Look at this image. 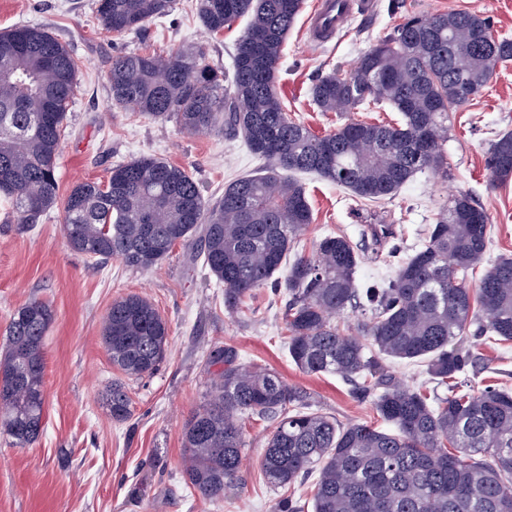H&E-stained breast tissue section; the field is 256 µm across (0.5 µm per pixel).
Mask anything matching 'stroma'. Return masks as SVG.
I'll list each match as a JSON object with an SVG mask.
<instances>
[{
    "instance_id": "35a3bbf8",
    "label": "stroma",
    "mask_w": 512,
    "mask_h": 512,
    "mask_svg": "<svg viewBox=\"0 0 512 512\" xmlns=\"http://www.w3.org/2000/svg\"><path fill=\"white\" fill-rule=\"evenodd\" d=\"M96 0H0V31L40 26L79 62L76 88L60 144L57 178L64 196L81 181H106L116 164L154 156L185 169L210 202L234 179L258 172L263 160L242 138L223 129L193 135L175 119L124 112L111 104L104 74L112 57L136 52L168 56L204 46L209 61L230 67L245 20L213 34L198 13V0H174L171 11L137 33L102 29ZM389 0L349 21L322 48L306 42L294 24L280 61L278 94L292 120L325 135L348 120L393 122L390 111L323 112L312 102L314 81L332 71L350 72L360 54L400 23ZM406 12L427 15L466 10L491 17L498 33L512 37V0H404ZM512 131V61L498 65L487 88L450 115L443 152L450 177L417 174L394 197L370 202L314 174L302 173L312 222L294 246L310 253L324 235L350 238L365 254L412 253L441 207L460 192L472 195L490 218L484 258L512 255V181L492 185L485 156L495 135ZM64 205L56 203L36 224H19L0 199V345L11 314L31 300L54 314L44 345L43 428L36 441L19 445L0 432V512H273L280 491L266 484L259 465L273 422L242 420L246 460L240 480L222 497L189 496L182 478L183 429L202 410L219 370L215 351L234 347L246 366L276 371L302 391L312 408L342 423H373L371 405L357 401L353 383L329 374H308L288 357L284 292L265 286L252 292L246 318L228 314L224 292L209 282L203 259L191 245H176L155 267L141 270L117 259L100 264L70 249L63 231ZM388 228L374 239L375 229ZM149 299L169 326V348L159 369L142 379H123L100 336L116 299ZM472 385L512 388V342L470 346ZM123 381L132 416L112 421L107 392Z\"/></svg>"
}]
</instances>
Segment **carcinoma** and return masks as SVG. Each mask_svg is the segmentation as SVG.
Listing matches in <instances>:
<instances>
[{
    "label": "carcinoma",
    "instance_id": "obj_1",
    "mask_svg": "<svg viewBox=\"0 0 512 512\" xmlns=\"http://www.w3.org/2000/svg\"><path fill=\"white\" fill-rule=\"evenodd\" d=\"M173 0H97L103 29L124 34L166 15ZM303 0H199L212 33L250 18L234 58L231 89L201 46L166 58L141 53L112 57L106 70L112 102L128 112L175 118L199 134L221 126L244 136L271 163L243 177L208 206L196 181L179 166L142 156L112 168L106 183L72 187L64 203L72 250L96 260L119 259L146 269L201 233V251L224 310L244 312L252 291L272 284L288 293L284 312L288 355L307 374L362 379L387 427L343 426L310 409L304 394L274 371L245 368L235 348L203 409L184 428V484L204 498L239 481L245 414L275 418L259 464L270 487L284 489L317 474L312 512H512V392L474 389L466 379L470 337L512 341V258L501 257L475 287L467 277L490 243L489 217L473 197L453 198L420 246L397 262L395 276L363 285L364 257L341 235L318 240L311 254L287 262L312 220L304 187L286 172H315L357 197L395 196L425 170L450 176L442 149L450 113L488 86L495 68L512 60V39L497 37L488 16L465 10L412 15L367 49L347 74L319 77L311 87L323 112L390 106L395 124L351 121L318 136L284 112L277 93L283 45ZM78 61L47 30L0 32V197L19 224H36L57 201L60 141L75 88ZM486 167L498 183L512 180V131L491 141ZM286 270L284 280L274 276ZM363 312L355 332L336 316ZM46 303L19 307L0 351V429L18 444L42 429ZM112 366L129 378L150 376L164 362L169 327L145 297L114 302L102 327ZM422 363L428 380L452 385L436 398L398 382L383 360ZM112 420L131 416L125 387L106 399Z\"/></svg>",
    "mask_w": 512,
    "mask_h": 512
}]
</instances>
